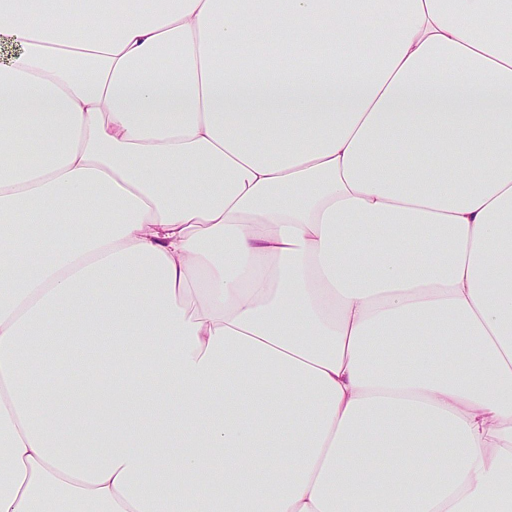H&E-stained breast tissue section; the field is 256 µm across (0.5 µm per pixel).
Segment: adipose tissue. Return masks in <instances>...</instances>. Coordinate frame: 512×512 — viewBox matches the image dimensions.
Wrapping results in <instances>:
<instances>
[{"label": "adipose tissue", "mask_w": 512, "mask_h": 512, "mask_svg": "<svg viewBox=\"0 0 512 512\" xmlns=\"http://www.w3.org/2000/svg\"><path fill=\"white\" fill-rule=\"evenodd\" d=\"M511 25L0 0V512H512ZM90 354L83 351L82 348L71 346L61 359L59 369L52 373L48 379L50 387L59 386L72 378V374L67 367V362L81 361L85 362Z\"/></svg>", "instance_id": "1"}]
</instances>
